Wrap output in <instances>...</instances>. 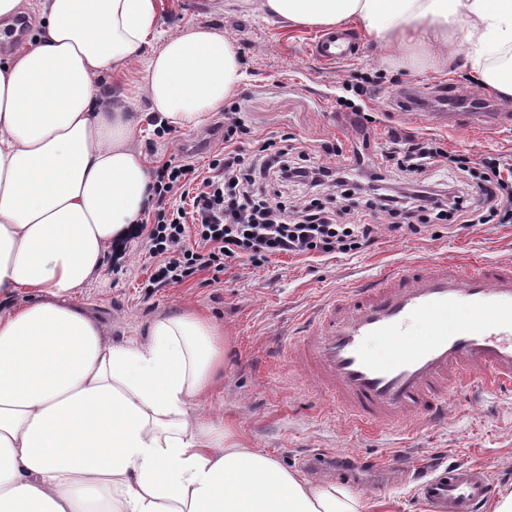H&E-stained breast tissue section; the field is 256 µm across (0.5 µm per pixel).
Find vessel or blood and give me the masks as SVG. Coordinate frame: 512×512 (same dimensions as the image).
I'll use <instances>...</instances> for the list:
<instances>
[{
  "instance_id": "vessel-or-blood-1",
  "label": "vessel or blood",
  "mask_w": 512,
  "mask_h": 512,
  "mask_svg": "<svg viewBox=\"0 0 512 512\" xmlns=\"http://www.w3.org/2000/svg\"><path fill=\"white\" fill-rule=\"evenodd\" d=\"M310 51L336 63L355 57L359 44L341 29L317 36ZM428 118L453 128L512 123L507 112ZM418 322L430 340L415 335ZM373 339L386 345V355L367 349ZM284 362L306 373L353 423L382 429L443 420L451 389L512 386V263L467 265L444 257L390 267L317 305L305 333L291 338ZM421 491L432 512H479L489 478L461 466L424 481Z\"/></svg>"
}]
</instances>
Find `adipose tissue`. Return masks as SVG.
Returning <instances> with one entry per match:
<instances>
[{"instance_id":"obj_1","label":"adipose tissue","mask_w":512,"mask_h":512,"mask_svg":"<svg viewBox=\"0 0 512 512\" xmlns=\"http://www.w3.org/2000/svg\"><path fill=\"white\" fill-rule=\"evenodd\" d=\"M290 22L354 21L381 45L464 56L512 98V0H262ZM38 36L0 65V512H369L200 414L224 368V331L161 316L112 342L71 304L148 206L140 118L94 80L136 57L159 0H40ZM245 78L232 43L194 28L148 61L154 120L203 124ZM16 295L24 304H13Z\"/></svg>"}]
</instances>
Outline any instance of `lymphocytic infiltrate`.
I'll return each mask as SVG.
<instances>
[{"label":"lymphocytic infiltrate","mask_w":512,"mask_h":512,"mask_svg":"<svg viewBox=\"0 0 512 512\" xmlns=\"http://www.w3.org/2000/svg\"><path fill=\"white\" fill-rule=\"evenodd\" d=\"M245 128L224 122V147L209 176L189 164L166 163L151 173L154 222L142 246L154 263L150 285L180 284L197 273L219 274L235 261L261 267L282 255L329 256L373 245L385 215L389 231L417 235L435 224H512V164L497 157L471 161L435 139L394 138L393 148L361 177L335 143L325 162L308 163L265 142L253 154L239 147ZM458 172L434 180L440 163ZM361 199L368 217L351 206Z\"/></svg>","instance_id":"obj_1"}]
</instances>
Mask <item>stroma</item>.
I'll use <instances>...</instances> for the list:
<instances>
[{
	"label": "stroma",
	"instance_id": "1",
	"mask_svg": "<svg viewBox=\"0 0 512 512\" xmlns=\"http://www.w3.org/2000/svg\"><path fill=\"white\" fill-rule=\"evenodd\" d=\"M188 27L224 34L242 61L246 79L231 100L241 107L246 152L272 138L287 150L303 148L315 161L322 143L346 150L366 135L370 145L365 156L375 163L396 131L438 139L447 150L469 158L494 155L512 164V126L475 124L457 130L431 125L425 118L474 94L512 113V101L474 80L464 58L438 65L413 56L405 45L380 46L363 36L356 57L324 65L309 53L316 29L266 15L259 0H160L153 35L124 68L102 74L101 85L116 94L127 92L131 111H148L144 91L131 90L130 82L143 80L149 57L166 38ZM361 83L368 86L364 115L341 111L339 99ZM223 121L217 111L204 126L161 138L146 122L133 145L145 154L149 167L187 160L204 173L210 155L222 146L217 127ZM435 257L512 261V224H437L419 235L385 230L363 252L329 260L279 256L261 268L233 262L221 276L205 271L183 284L155 289L146 285L150 260L136 238L120 263L108 264L75 293L73 302L115 342L146 341L160 315L205 312L224 327V379L203 402L204 419L216 426L233 424L246 447L268 451L305 476L310 473L308 455L326 449L335 453L337 470L321 475V482L346 485L372 503L386 502L389 512H428L414 480L369 471L364 462L401 460L437 473L477 466L490 474L488 497L497 499L512 490V389H490L476 399L467 392L449 393L448 417L440 424L359 429L309 377L281 369L280 362L289 337L321 298L387 265Z\"/></svg>",
	"mask_w": 512,
	"mask_h": 512
}]
</instances>
